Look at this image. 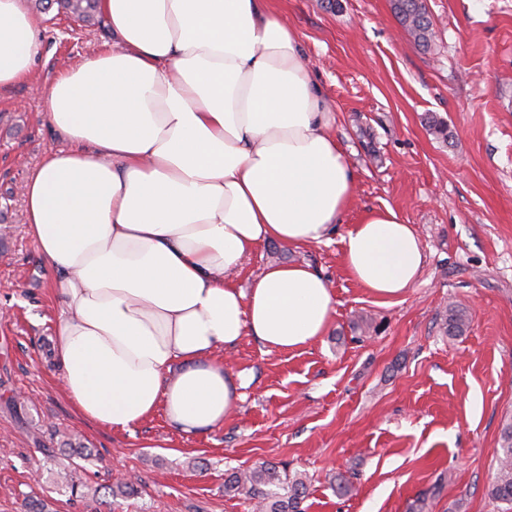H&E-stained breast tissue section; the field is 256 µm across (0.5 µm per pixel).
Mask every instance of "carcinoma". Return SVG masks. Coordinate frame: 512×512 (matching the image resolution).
<instances>
[{
  "label": "carcinoma",
  "mask_w": 512,
  "mask_h": 512,
  "mask_svg": "<svg viewBox=\"0 0 512 512\" xmlns=\"http://www.w3.org/2000/svg\"><path fill=\"white\" fill-rule=\"evenodd\" d=\"M56 3L82 22L92 20L98 11V0H56ZM393 9L398 21L414 36L417 46L424 51L430 50L433 24L422 0H394ZM465 328L464 315L454 308L448 309L445 334L460 336ZM78 468L80 464L71 461L57 472V484L75 499L84 497L87 488L73 474ZM224 494L255 503L259 512H304L302 503L307 496V481L301 472L292 474L285 465L262 461L229 473L224 480ZM486 494L493 502L505 505L501 512H512V424L503 431L495 475Z\"/></svg>",
  "instance_id": "obj_1"
}]
</instances>
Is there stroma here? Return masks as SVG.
<instances>
[{
    "label": "stroma",
    "instance_id": "35a3bbf8",
    "mask_svg": "<svg viewBox=\"0 0 512 512\" xmlns=\"http://www.w3.org/2000/svg\"><path fill=\"white\" fill-rule=\"evenodd\" d=\"M434 44L417 47L391 0H280L336 114L355 174L352 203L330 241L260 243L238 275L303 263L328 279L335 314L304 347L267 350L246 336L215 360L243 380L236 415L187 435L163 410L126 432L73 409L51 338L53 272L26 232L23 186L66 142L46 95L69 67L111 49L103 16L36 12L40 55L0 93V512H252L224 493L228 473L264 460L308 477L306 512H497L485 490L512 424V0H423ZM447 125L436 134L433 122ZM393 208L417 231L424 265L402 297H373L346 273L342 237ZM462 336H446L449 307ZM92 460L88 495L71 500L47 456L63 440ZM357 491L337 496L336 473ZM137 492L113 503L116 481Z\"/></svg>",
    "mask_w": 512,
    "mask_h": 512
}]
</instances>
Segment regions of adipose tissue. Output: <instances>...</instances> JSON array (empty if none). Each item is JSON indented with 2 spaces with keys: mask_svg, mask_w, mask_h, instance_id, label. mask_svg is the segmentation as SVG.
Wrapping results in <instances>:
<instances>
[{
  "mask_svg": "<svg viewBox=\"0 0 512 512\" xmlns=\"http://www.w3.org/2000/svg\"><path fill=\"white\" fill-rule=\"evenodd\" d=\"M111 50L49 88L68 141L24 187L28 232L61 300L53 338L63 387L91 422L127 431L164 406L192 434L223 426L242 385L218 348L250 335L271 350L329 330L335 299L306 264L234 276L266 240L327 241L354 175L336 115L272 0H99ZM24 0H0V89L39 44ZM343 263L376 297L403 296L423 266L392 208L342 239Z\"/></svg>",
  "mask_w": 512,
  "mask_h": 512,
  "instance_id": "1",
  "label": "adipose tissue"
}]
</instances>
